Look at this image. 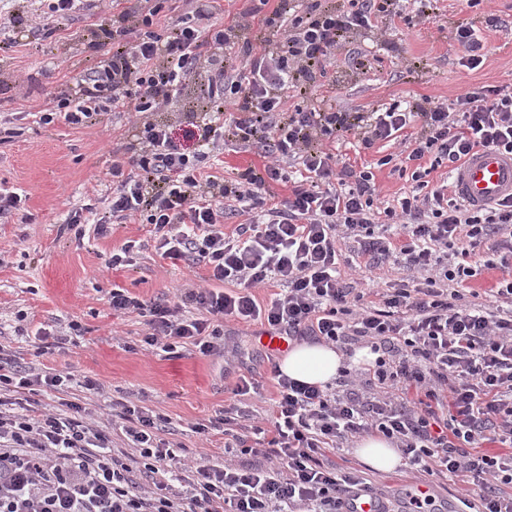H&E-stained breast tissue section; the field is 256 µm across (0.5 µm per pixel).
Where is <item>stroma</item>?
Here are the masks:
<instances>
[{
	"label": "stroma",
	"instance_id": "1",
	"mask_svg": "<svg viewBox=\"0 0 512 512\" xmlns=\"http://www.w3.org/2000/svg\"><path fill=\"white\" fill-rule=\"evenodd\" d=\"M395 8L401 17L381 44H374L368 32L353 35L351 49L367 53L368 60L358 68L336 62V85L326 93V104L343 112H365L394 100L450 102L465 89L512 78V0H480L474 7L466 0H435L426 18L415 16L414 0H396ZM491 14L500 19L493 29L485 24ZM111 18V9L95 8L58 20L50 39L22 37L12 48L0 50V118L21 129L19 136L0 143V182L25 199L21 211L0 223V345L22 364L68 378L61 391L41 393L32 408L18 403L17 411L58 412L62 401L79 402L111 426L114 450L125 451L130 442L121 427L113 426L112 413L116 403L130 401L167 417L166 438L177 445L178 462L219 468L225 459L223 433L198 434L192 427L233 403L232 390L246 374L263 386L248 398V410L257 422L269 417L277 356L261 340L265 326L227 323L224 342L240 349L234 357L186 350L172 355L145 344L143 318L113 312L112 288H125L144 301L172 299L177 285L207 286V271L157 256L147 224L116 226L106 238L88 224L83 239H75L65 224L67 212L105 195L112 144L123 129L108 114L83 128L62 119L48 128L37 122L48 93L66 89L73 76L111 53L110 45L94 42L99 26ZM464 26L474 28L485 45L483 62L475 69L460 62L455 33ZM338 152L353 166L373 168L381 197L393 200L409 190L407 177L391 166L377 167V150L363 149L350 138L339 143ZM128 241L139 248L134 266L105 269L112 250ZM347 258L354 264L347 277L357 279L366 292L406 275L398 264L376 267L353 252ZM72 320L81 328L79 335L49 346L35 336L38 328L51 331ZM88 378L101 384L100 392L84 389ZM357 446V439H350L327 458L356 471L393 505L408 502L417 479L407 466L374 470L358 458Z\"/></svg>",
	"mask_w": 512,
	"mask_h": 512
}]
</instances>
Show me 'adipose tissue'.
Here are the masks:
<instances>
[{"label": "adipose tissue", "instance_id": "ef3b65f1", "mask_svg": "<svg viewBox=\"0 0 512 512\" xmlns=\"http://www.w3.org/2000/svg\"><path fill=\"white\" fill-rule=\"evenodd\" d=\"M344 361L335 347L303 341L293 345L281 359L279 369L288 378L322 387L333 383Z\"/></svg>", "mask_w": 512, "mask_h": 512}]
</instances>
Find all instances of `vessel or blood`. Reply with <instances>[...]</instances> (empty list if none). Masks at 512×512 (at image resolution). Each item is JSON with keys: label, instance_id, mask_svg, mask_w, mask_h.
Returning <instances> with one entry per match:
<instances>
[{"label": "vessel or blood", "instance_id": "vessel-or-blood-1", "mask_svg": "<svg viewBox=\"0 0 512 512\" xmlns=\"http://www.w3.org/2000/svg\"><path fill=\"white\" fill-rule=\"evenodd\" d=\"M453 182L457 196L473 206L512 195V155L480 151L459 167Z\"/></svg>", "mask_w": 512, "mask_h": 512}]
</instances>
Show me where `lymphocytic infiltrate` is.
Listing matches in <instances>:
<instances>
[{"label":"lymphocytic infiltrate","instance_id":"lymphocytic-infiltrate-1","mask_svg":"<svg viewBox=\"0 0 512 512\" xmlns=\"http://www.w3.org/2000/svg\"><path fill=\"white\" fill-rule=\"evenodd\" d=\"M280 0L263 20L266 32L243 33L252 12L236 24L217 23L216 0H154L138 15L120 13L100 28L112 54L82 70L72 87L51 93L39 115L49 126L64 119L84 127L111 112L123 119L125 140L113 147L111 192L99 205L70 210L69 228L95 222L97 235L113 225H152L156 253L171 262L204 264L212 285L183 287L179 301L144 302L113 287L114 312L143 317L146 344L175 353L189 345L201 355L224 351V325L260 322L290 338L314 336L342 347L362 343L376 353L372 368L345 376L333 391L274 372L272 433L267 447L232 436L240 461L202 466L188 493L166 480L175 458L162 439L168 420L136 405L118 416L137 450L114 453L108 431L78 402L66 412L30 416L13 411L12 394L60 389L61 375L18 365L0 352V512H348L366 491L350 472L327 465L326 449L380 433L397 442L410 468H442L479 487L478 501L459 512H512V312L490 303H462L457 286L473 277V248L512 236V197L474 207L449 197L447 183L411 191L397 206L380 199L371 169L339 166L333 146L350 134L364 147L396 140L418 124L414 148L388 154L393 165L421 181L429 168L457 170L476 149L512 154V82L473 87L446 104H379L342 112L313 98L337 56L363 58L346 45L355 31L377 27L394 0ZM83 0H41L37 14L0 21V50L18 27L50 37L59 19L80 12ZM239 47L238 63L224 48ZM201 87L210 109L175 111L178 99ZM182 137H175V130ZM234 150L265 157L262 169L236 178L208 170L211 158ZM304 176L284 200L268 202L271 183ZM238 217L232 232L227 218ZM350 238L376 265L402 255L409 278L365 301L337 270L339 240ZM467 249H458L460 240ZM459 250L460 262L449 251ZM280 286L266 304L255 291ZM195 315H186L185 305Z\"/></svg>","mask_w":512,"mask_h":512}]
</instances>
